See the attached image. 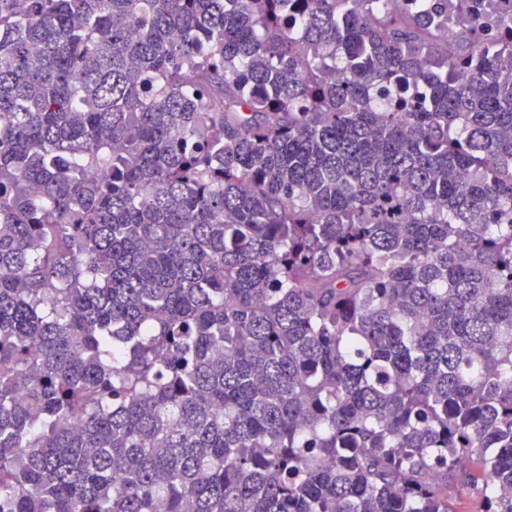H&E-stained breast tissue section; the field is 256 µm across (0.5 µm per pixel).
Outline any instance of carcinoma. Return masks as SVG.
Wrapping results in <instances>:
<instances>
[{
  "mask_svg": "<svg viewBox=\"0 0 512 512\" xmlns=\"http://www.w3.org/2000/svg\"><path fill=\"white\" fill-rule=\"evenodd\" d=\"M0 512H512V0H0Z\"/></svg>",
  "mask_w": 512,
  "mask_h": 512,
  "instance_id": "obj_1",
  "label": "carcinoma"
}]
</instances>
